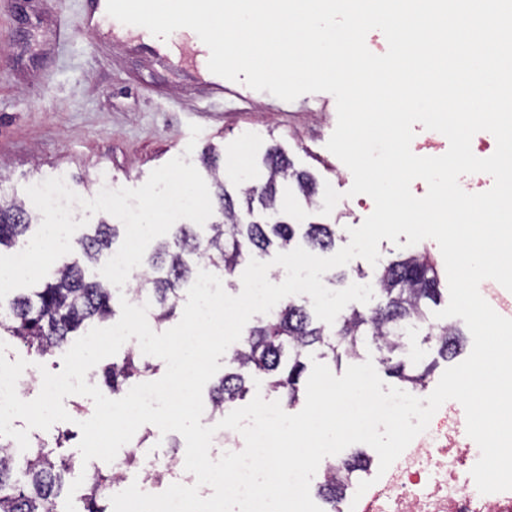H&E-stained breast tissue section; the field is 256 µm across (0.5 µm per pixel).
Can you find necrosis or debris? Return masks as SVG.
<instances>
[{
	"label": "necrosis or debris",
	"mask_w": 512,
	"mask_h": 512,
	"mask_svg": "<svg viewBox=\"0 0 512 512\" xmlns=\"http://www.w3.org/2000/svg\"><path fill=\"white\" fill-rule=\"evenodd\" d=\"M480 457L463 407L445 402L382 478L340 512H512V491L480 493L470 474Z\"/></svg>",
	"instance_id": "obj_1"
}]
</instances>
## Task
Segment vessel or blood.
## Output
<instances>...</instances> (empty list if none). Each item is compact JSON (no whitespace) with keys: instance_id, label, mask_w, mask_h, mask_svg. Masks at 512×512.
<instances>
[{"instance_id":"obj_1","label":"vessel or blood","mask_w":512,"mask_h":512,"mask_svg":"<svg viewBox=\"0 0 512 512\" xmlns=\"http://www.w3.org/2000/svg\"><path fill=\"white\" fill-rule=\"evenodd\" d=\"M106 5L107 0H84L82 25L86 31L112 39L122 36L136 41L147 36V29L122 24L109 16ZM149 51L158 65L176 64L181 69L192 71L205 84L213 98L220 100L227 94L228 88L223 77L213 74L208 68V47L193 30H182L179 40L176 41H158L156 45L150 46Z\"/></svg>"}]
</instances>
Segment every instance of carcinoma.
Here are the masks:
<instances>
[{
  "instance_id": "1",
  "label": "carcinoma",
  "mask_w": 512,
  "mask_h": 512,
  "mask_svg": "<svg viewBox=\"0 0 512 512\" xmlns=\"http://www.w3.org/2000/svg\"><path fill=\"white\" fill-rule=\"evenodd\" d=\"M210 171L213 195L221 220L199 231L192 224H178L168 241L160 243L147 259V269L138 287L129 292L132 299L150 303L151 318L161 327L182 300L181 288L192 276L190 257L224 271L231 276L236 268L254 254H267L276 248L289 250L297 239L314 249L327 250L335 245L336 231L330 224L304 227L286 222L279 212L282 191L296 186L310 203L316 195L314 177L298 170L278 146L268 149L264 157L266 173L260 183L243 181L230 192L224 185L220 154L209 148L202 155ZM266 214L259 221L254 216V202ZM31 228V216L21 200L0 198V247H11L23 240ZM118 236V225L102 222L94 232L76 240V258L58 268L50 279L36 284L0 302L6 314L0 318V331L17 339L39 358L63 350L69 336L86 331L114 314L119 291L104 278L88 274L89 266L107 261ZM381 298L380 308L365 312L352 308L340 313L331 325L317 321L306 303L289 299L278 309L249 328L242 343L232 349L224 376L210 388L213 410L222 414L244 399L254 379H267L268 390L279 394L286 407L299 401L306 372V354L320 349V356L335 362L342 357H356L369 344L386 352L380 358L385 371L405 386L417 389L425 385L432 366L423 370L393 361L404 343L402 336L411 325L428 323L427 308L442 295L436 264L425 252L409 254L391 261L380 270L375 281ZM463 333L453 325L441 327L437 353L442 357L456 352ZM159 366L128 351L121 362L103 369L101 380L112 397H123L133 385ZM366 458L353 455L327 465L331 478L320 483L319 496L336 507L344 492L336 478V466L346 470L359 468ZM72 468L71 459L52 457L41 441L21 452L14 442L0 437V512H59L58 502L64 493V476ZM113 475L99 473L86 488L83 512H105L99 501L105 498V482Z\"/></svg>"
}]
</instances>
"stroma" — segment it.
<instances>
[{"instance_id": "obj_1", "label": "stroma", "mask_w": 512, "mask_h": 512, "mask_svg": "<svg viewBox=\"0 0 512 512\" xmlns=\"http://www.w3.org/2000/svg\"><path fill=\"white\" fill-rule=\"evenodd\" d=\"M81 15V0H0V195L25 198L31 183L60 175L85 196L103 173L114 187L136 188L174 157L200 165L210 146L231 189L242 176L260 177L265 151L278 145L342 195L325 216L322 203L289 189L280 205L288 223L335 225L341 248L373 212L371 197L349 196L353 176L326 147L337 124L333 95L286 102L239 82L236 95L215 100L191 73L153 66L131 44L95 43ZM404 343L403 360L433 363L427 387L435 389L449 361L426 329Z\"/></svg>"}]
</instances>
